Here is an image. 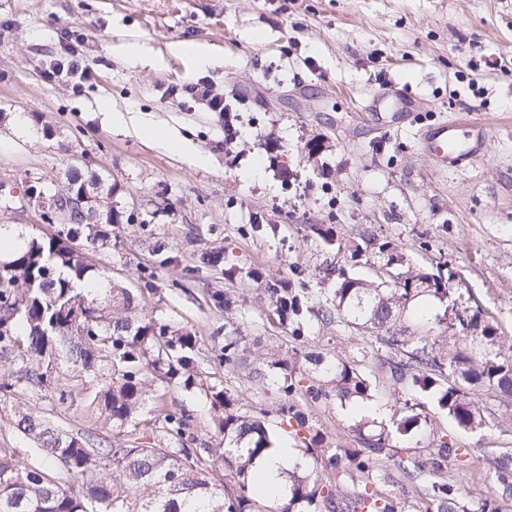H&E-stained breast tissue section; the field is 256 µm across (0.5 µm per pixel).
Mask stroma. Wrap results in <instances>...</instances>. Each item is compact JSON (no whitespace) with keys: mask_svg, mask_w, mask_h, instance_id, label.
Returning <instances> with one entry per match:
<instances>
[{"mask_svg":"<svg viewBox=\"0 0 512 512\" xmlns=\"http://www.w3.org/2000/svg\"><path fill=\"white\" fill-rule=\"evenodd\" d=\"M136 42L148 52L133 62ZM72 49L90 81L47 82ZM203 82L240 113L232 155L222 119L189 94ZM0 111V182L16 196L0 236L55 232L21 206L30 185L50 196L73 165L99 173L121 216L88 253L100 286L128 289L135 317L196 336L206 356L237 332L270 357L293 349L269 288L329 295L336 249L319 232L364 225L411 268L447 264L461 301L512 337V0H0ZM451 116L483 120L490 146L441 171L420 134ZM146 122L185 150L146 141ZM305 333L304 351L357 352L354 332L311 318ZM420 401L469 451L468 499L488 495L487 459L512 452V430L465 431ZM168 404L193 413L199 443L219 441L203 391L171 390ZM311 411L332 442L357 446L346 407Z\"/></svg>","mask_w":512,"mask_h":512,"instance_id":"1","label":"stroma"}]
</instances>
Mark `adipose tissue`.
Segmentation results:
<instances>
[{
  "instance_id": "adipose-tissue-1",
  "label": "adipose tissue",
  "mask_w": 512,
  "mask_h": 512,
  "mask_svg": "<svg viewBox=\"0 0 512 512\" xmlns=\"http://www.w3.org/2000/svg\"><path fill=\"white\" fill-rule=\"evenodd\" d=\"M308 467V459L298 449L292 448L287 438L278 437L252 468L253 475L259 478L256 495L271 501L286 495L288 473L302 472Z\"/></svg>"
}]
</instances>
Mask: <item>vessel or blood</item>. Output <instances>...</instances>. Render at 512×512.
I'll use <instances>...</instances> for the list:
<instances>
[{
	"label": "vessel or blood",
	"instance_id": "vessel-or-blood-1",
	"mask_svg": "<svg viewBox=\"0 0 512 512\" xmlns=\"http://www.w3.org/2000/svg\"><path fill=\"white\" fill-rule=\"evenodd\" d=\"M422 144L439 167L455 168L486 153L489 131L481 122L449 119L425 129Z\"/></svg>",
	"mask_w": 512,
	"mask_h": 512
}]
</instances>
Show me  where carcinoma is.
I'll use <instances>...</instances> for the list:
<instances>
[{"mask_svg": "<svg viewBox=\"0 0 512 512\" xmlns=\"http://www.w3.org/2000/svg\"><path fill=\"white\" fill-rule=\"evenodd\" d=\"M100 184L103 223H120L112 206L115 188L95 172L71 168L65 188ZM99 241L91 224H71L66 241L31 238L0 268V402L11 404L9 426L34 444L42 459L29 465L13 448H0V512H261L250 495L254 461L270 447L265 418L270 412L236 405L224 381L203 382L197 338L180 334L152 319L127 315L135 298L120 290L104 301L74 240ZM372 251L377 265L369 279L354 276L336 263L333 297L317 299L306 288H274V315L292 328V339L305 342L303 322L315 317L323 327L360 334L355 357L340 353L318 357L322 376L315 378L290 356L270 360L251 349L247 336H226L215 356L227 373L239 369L244 352L253 350L251 382L267 384L281 371L274 388L273 412L291 429L292 446L312 460L306 473L288 474V497L267 512H499L512 499V454L493 458V493L466 502L462 482L448 466L464 465L467 451L448 435L428 441V456L401 454L392 432L408 435L427 416L417 398L432 394L460 429L477 431L499 424L487 414L483 397L492 395L512 408V340L480 309L452 299L448 277L405 266L391 242L379 241L365 228L356 237L336 239V255L345 260ZM448 302L443 316L424 310L404 325L401 318L419 298ZM445 324L446 335H435ZM384 370L380 381L375 370ZM173 386L201 387L212 420L224 439L194 448L192 415L172 410ZM397 403L390 432L367 433L372 421L360 419L361 447L326 446V436L310 424L303 403ZM63 408L95 419L86 429L56 423L49 410ZM150 418L140 419L144 409ZM224 477L215 478L216 467ZM345 473L358 487L351 496L337 480ZM423 486L416 507L407 511L381 486L396 479Z\"/></svg>", "mask_w": 512, "mask_h": 512, "instance_id": "carcinoma-1", "label": "carcinoma"}]
</instances>
